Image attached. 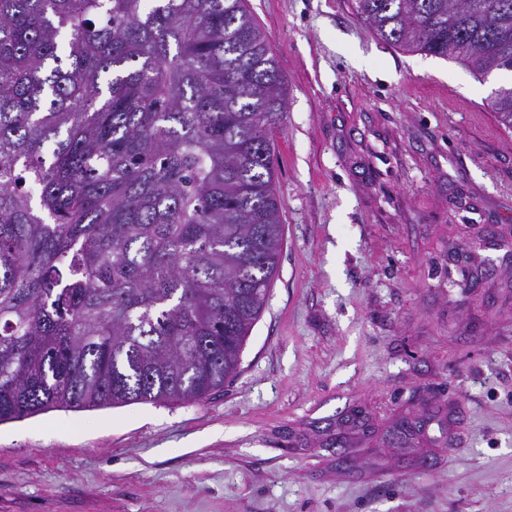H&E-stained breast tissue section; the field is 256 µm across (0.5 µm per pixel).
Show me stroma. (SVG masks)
<instances>
[{"label":"stroma","mask_w":512,"mask_h":512,"mask_svg":"<svg viewBox=\"0 0 512 512\" xmlns=\"http://www.w3.org/2000/svg\"><path fill=\"white\" fill-rule=\"evenodd\" d=\"M249 5L284 246L240 371L0 423V512H512V74L405 53L354 0ZM490 107L505 128L512 127V87L501 88L490 100Z\"/></svg>","instance_id":"obj_1"}]
</instances>
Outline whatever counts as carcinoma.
I'll list each match as a JSON object with an SVG mask.
<instances>
[{
  "mask_svg": "<svg viewBox=\"0 0 512 512\" xmlns=\"http://www.w3.org/2000/svg\"><path fill=\"white\" fill-rule=\"evenodd\" d=\"M404 52L512 72V0H355ZM287 87L247 0H0V422L197 402L283 250ZM490 107L512 127V87Z\"/></svg>",
  "mask_w": 512,
  "mask_h": 512,
  "instance_id": "cac0c4a2",
  "label": "carcinoma"
}]
</instances>
